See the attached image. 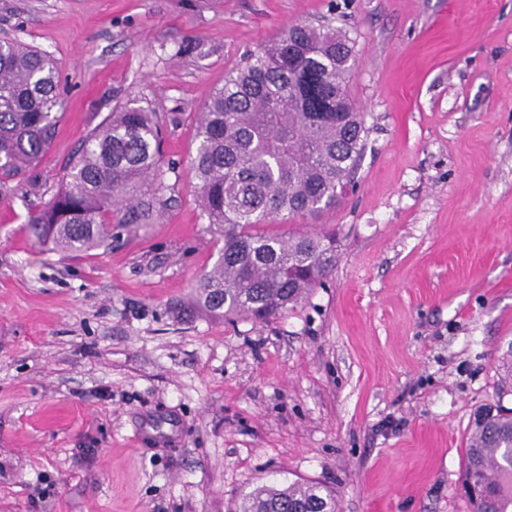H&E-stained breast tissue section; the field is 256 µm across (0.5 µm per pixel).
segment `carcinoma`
I'll return each mask as SVG.
<instances>
[{"instance_id": "1", "label": "carcinoma", "mask_w": 512, "mask_h": 512, "mask_svg": "<svg viewBox=\"0 0 512 512\" xmlns=\"http://www.w3.org/2000/svg\"><path fill=\"white\" fill-rule=\"evenodd\" d=\"M353 43L334 29L295 24L248 54L197 115L191 166L198 202L219 256L194 299L226 318L268 321L301 304L337 260L331 233L285 238L265 230L282 214L317 215L352 185L367 128L347 93ZM60 105L50 56L0 40V186L24 175L50 145ZM175 114L129 102L88 133L62 187L28 219L34 235L68 254L107 249L112 225L154 224L170 188L162 143ZM463 480L484 495L472 512H512V409L474 418ZM234 512H336V495L314 482L262 485Z\"/></svg>"}]
</instances>
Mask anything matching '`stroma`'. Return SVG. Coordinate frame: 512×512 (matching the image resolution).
I'll return each instance as SVG.
<instances>
[{"label":"stroma","instance_id":"35a3bbf8","mask_svg":"<svg viewBox=\"0 0 512 512\" xmlns=\"http://www.w3.org/2000/svg\"><path fill=\"white\" fill-rule=\"evenodd\" d=\"M354 43L365 116L336 208L273 230L337 262L269 322L192 301L218 258L196 205L195 119L291 24ZM60 79L42 160L0 188V512H231L294 480L338 512H470L475 412L512 408V0H0V38ZM178 113L170 200L109 249L51 250L27 220L128 101Z\"/></svg>","mask_w":512,"mask_h":512}]
</instances>
